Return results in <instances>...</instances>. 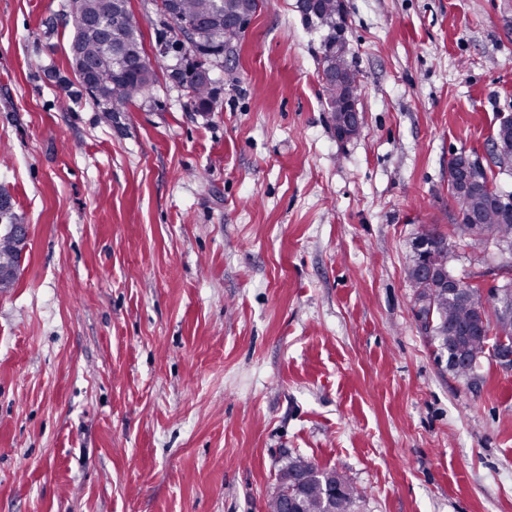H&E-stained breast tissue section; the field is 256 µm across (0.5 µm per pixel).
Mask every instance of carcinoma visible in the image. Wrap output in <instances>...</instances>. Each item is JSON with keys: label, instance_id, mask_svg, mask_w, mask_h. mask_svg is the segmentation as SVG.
Listing matches in <instances>:
<instances>
[{"label": "carcinoma", "instance_id": "1", "mask_svg": "<svg viewBox=\"0 0 512 512\" xmlns=\"http://www.w3.org/2000/svg\"><path fill=\"white\" fill-rule=\"evenodd\" d=\"M260 0H178L177 14L170 17V34L178 38L186 35L188 24L199 18L209 17V26L187 38L196 64L177 73L181 83L207 111L213 109L216 96L207 72V61L231 51L244 36V30L224 23V16L241 11L255 12ZM130 13V0H84L83 7L71 11L74 31L71 47L84 59L98 60L108 53L107 45L88 28L91 14ZM308 21L325 30L320 50L326 51L336 44L337 32L344 26L346 10L344 0H320L318 11L306 15ZM121 41L128 61L134 63L146 57L141 29L131 23L121 30ZM154 81V72L141 75L138 71L128 79L116 81L112 71L103 67L98 71L97 82L108 87L110 112H122ZM489 180L479 186L477 196L460 197L456 203L461 211L484 212V223L472 227L457 224L452 232L470 240V245L493 246L502 256H512V215L503 217L490 205L487 187ZM433 310V327L430 335L435 359L446 362V368L458 378L476 382L482 357H496L501 348H512V284L485 290L474 284L464 292L438 288L428 293ZM306 468L312 474L306 488L305 512H352L354 504L362 498L361 492L348 478L335 470H322L301 458L288 462L286 468L294 471ZM329 475L336 482V494H331L322 477Z\"/></svg>", "mask_w": 512, "mask_h": 512}]
</instances>
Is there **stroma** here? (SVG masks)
I'll list each match as a JSON object with an SVG mask.
<instances>
[{
    "instance_id": "obj_1",
    "label": "stroma",
    "mask_w": 512,
    "mask_h": 512,
    "mask_svg": "<svg viewBox=\"0 0 512 512\" xmlns=\"http://www.w3.org/2000/svg\"><path fill=\"white\" fill-rule=\"evenodd\" d=\"M363 132L336 138L320 38L262 0L210 60L131 0L155 80L107 114L69 58L70 0H0V194L29 239L0 294V512H265L288 460L346 474L355 512H512V368L478 386L412 316L419 235L452 236L448 162L512 115V0H346Z\"/></svg>"
}]
</instances>
